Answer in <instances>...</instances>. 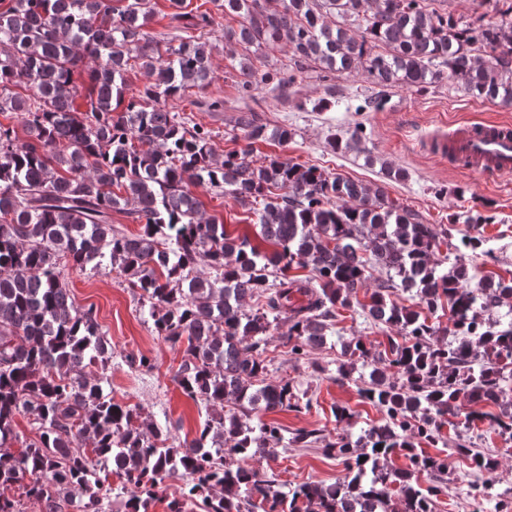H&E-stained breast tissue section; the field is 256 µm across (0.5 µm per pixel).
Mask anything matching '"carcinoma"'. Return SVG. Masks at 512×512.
Returning a JSON list of instances; mask_svg holds the SVG:
<instances>
[{"label": "carcinoma", "instance_id": "1", "mask_svg": "<svg viewBox=\"0 0 512 512\" xmlns=\"http://www.w3.org/2000/svg\"><path fill=\"white\" fill-rule=\"evenodd\" d=\"M241 18L224 31L236 77L256 89L266 77L237 49L282 46L294 67L373 78L360 110L379 107L396 86L425 91L448 79L468 94L512 106V26L464 23L425 0H214ZM178 44L146 31L150 0H8L0 7V115L20 116L24 137L0 122V512H153L165 480L186 478L166 512H435L451 482L438 455L417 447L442 439L474 472L497 458L462 430L481 423L512 442V279L465 260L493 248L476 209L469 232L448 228L368 185L277 156L258 163L257 110L238 109L245 147L219 158L203 126L186 125L166 101L211 80L210 48L189 31L213 23L200 7L169 0ZM149 76L125 98L135 65ZM86 73L79 84L75 74ZM228 195L254 216L266 252L206 215L192 188ZM119 212L140 225L127 234ZM454 262L436 259L441 246ZM124 277L150 307L152 332L183 352L175 381L207 418L178 440L137 404L104 391L108 342L94 307L75 305L68 267ZM312 267L314 276L292 274ZM385 278L369 287L372 270ZM399 289L418 298L391 299ZM364 292L365 302L358 301ZM359 305L397 330L377 350L343 344L337 374L359 378L363 401L385 418L357 438L301 429L345 474L284 492L243 462L274 456L283 441L260 412L309 407L294 381L267 378L266 350L288 319L290 360L326 340L339 310ZM506 313H500L504 305ZM448 310L451 339L432 322ZM30 420L25 441L15 420ZM20 448H14V445ZM403 457L405 468L394 461ZM428 476L423 486L414 474Z\"/></svg>", "mask_w": 512, "mask_h": 512}]
</instances>
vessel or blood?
I'll use <instances>...</instances> for the list:
<instances>
[{"instance_id": "1", "label": "vessel or blood", "mask_w": 512, "mask_h": 512, "mask_svg": "<svg viewBox=\"0 0 512 512\" xmlns=\"http://www.w3.org/2000/svg\"><path fill=\"white\" fill-rule=\"evenodd\" d=\"M425 148L468 171L497 177L512 175V122L461 124L425 139Z\"/></svg>"}]
</instances>
